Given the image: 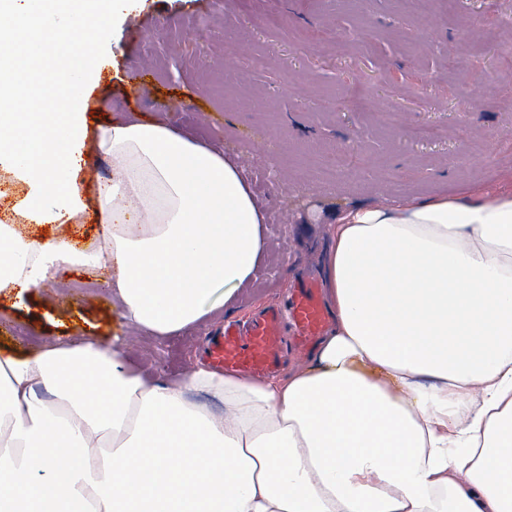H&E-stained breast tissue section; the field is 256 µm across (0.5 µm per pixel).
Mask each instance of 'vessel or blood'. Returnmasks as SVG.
Here are the masks:
<instances>
[{
	"instance_id": "1",
	"label": "vessel or blood",
	"mask_w": 512,
	"mask_h": 512,
	"mask_svg": "<svg viewBox=\"0 0 512 512\" xmlns=\"http://www.w3.org/2000/svg\"><path fill=\"white\" fill-rule=\"evenodd\" d=\"M288 315L294 325V348L309 350L321 336L327 311L314 282L301 279L287 289ZM278 312L266 313L239 327L225 326L206 342V353L225 370L260 374L275 368L281 357Z\"/></svg>"
}]
</instances>
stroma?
<instances>
[{
  "instance_id": "1",
  "label": "stroma",
  "mask_w": 512,
  "mask_h": 512,
  "mask_svg": "<svg viewBox=\"0 0 512 512\" xmlns=\"http://www.w3.org/2000/svg\"><path fill=\"white\" fill-rule=\"evenodd\" d=\"M512 0H133L109 22L84 99L89 130L165 119L220 140L248 174L268 224V256L236 317L281 304L320 277L336 212L441 193L512 192ZM53 42L20 40L31 112L60 106L28 73ZM88 210L76 224H29V184L0 169V221L44 242H102L92 212L110 161L84 156ZM108 269L66 268L24 302L0 292V348L32 356L93 336L127 342L142 375L174 380L202 361L223 322L160 341L123 322Z\"/></svg>"
}]
</instances>
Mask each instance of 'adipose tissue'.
<instances>
[{
	"mask_svg": "<svg viewBox=\"0 0 512 512\" xmlns=\"http://www.w3.org/2000/svg\"><path fill=\"white\" fill-rule=\"evenodd\" d=\"M130 7L0 0V164L32 186L26 218L76 220L83 149L112 161L101 244L1 224L0 290L111 268L126 322L165 337L232 311L265 260L266 214L236 155L164 121L87 141L95 41L48 75L61 111L21 134L14 110L16 35L63 39ZM327 229L333 322L288 374L202 363L149 383L117 340L0 350V512H512V193L344 209Z\"/></svg>",
	"mask_w": 512,
	"mask_h": 512,
	"instance_id": "adipose-tissue-1",
	"label": "adipose tissue"
}]
</instances>
